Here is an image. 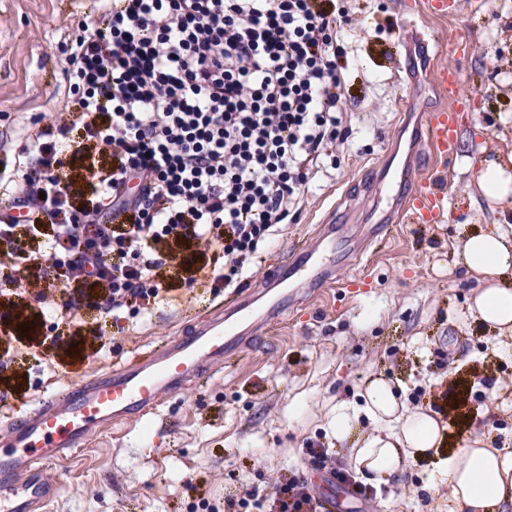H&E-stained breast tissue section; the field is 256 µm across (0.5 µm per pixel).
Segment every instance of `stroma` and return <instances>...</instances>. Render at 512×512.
<instances>
[{
    "label": "stroma",
    "mask_w": 512,
    "mask_h": 512,
    "mask_svg": "<svg viewBox=\"0 0 512 512\" xmlns=\"http://www.w3.org/2000/svg\"><path fill=\"white\" fill-rule=\"evenodd\" d=\"M454 14L422 0H342L353 18L343 33L349 92L344 122L351 135L333 153L330 176L315 182L291 224L276 226L248 261L235 287H214L197 275L149 311L119 310L61 325L62 344L49 331L60 292L25 296L36 331L16 333L7 314L13 294L0 291V416L36 406L113 363L194 329L242 291L261 290L271 269L307 244L322 224L349 225L361 236L375 223L373 180L384 168L411 163L415 176L448 194L438 224H394L373 241L369 270L349 284L345 262L307 304L268 324L254 344L228 358L224 373L205 377L166 400L160 410L88 438L64 464L65 485L48 512H207L251 489H270L291 470L303 471L335 512H458L447 489L425 486L426 463L361 501L312 470L305 450L330 449L345 467L328 423L336 403L360 402L367 381L382 375L402 388L408 408H423L448 425L456 448L471 433L512 449V354L504 340L470 317L478 287L460 263L462 240L473 230L512 225V206L485 198L477 169L462 166L478 153L512 154V0H455ZM98 25L97 0H0V138L60 120L67 99L70 42ZM420 34L428 63L444 64L439 45L470 47L456 64L465 101L456 114L453 156L418 144L424 113L441 95L416 69V82L396 80L405 40Z\"/></svg>",
    "instance_id": "obj_1"
}]
</instances>
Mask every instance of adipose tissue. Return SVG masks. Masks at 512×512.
Masks as SVG:
<instances>
[{
  "mask_svg": "<svg viewBox=\"0 0 512 512\" xmlns=\"http://www.w3.org/2000/svg\"><path fill=\"white\" fill-rule=\"evenodd\" d=\"M461 263L480 281L469 304L471 315L511 336L512 231L470 234ZM365 419L373 432L363 431ZM329 428L337 443H350L348 465L368 484L389 483L411 462L426 460L431 464L428 485L447 486L461 512H512V450L486 447L476 434L464 446L448 448L444 422L400 403L384 376L371 378L363 403H337Z\"/></svg>",
  "mask_w": 512,
  "mask_h": 512,
  "instance_id": "ef3b65f1",
  "label": "adipose tissue"
}]
</instances>
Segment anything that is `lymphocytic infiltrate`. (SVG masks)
<instances>
[{
  "label": "lymphocytic infiltrate",
  "instance_id": "f902f5d3",
  "mask_svg": "<svg viewBox=\"0 0 512 512\" xmlns=\"http://www.w3.org/2000/svg\"><path fill=\"white\" fill-rule=\"evenodd\" d=\"M340 0H99L98 27L72 41L67 72L83 133L29 130L0 170V281L45 267L61 315L147 310L202 258L214 287L287 223L350 130ZM87 166L98 204L77 207L64 158ZM44 240L29 252L18 236ZM224 244L207 259L209 242ZM255 512H320L306 478L248 495Z\"/></svg>",
  "mask_w": 512,
  "mask_h": 512
}]
</instances>
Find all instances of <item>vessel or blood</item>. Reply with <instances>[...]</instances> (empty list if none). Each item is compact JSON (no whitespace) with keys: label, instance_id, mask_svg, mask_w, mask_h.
Instances as JSON below:
<instances>
[{"label":"vessel or blood","instance_id":"1","mask_svg":"<svg viewBox=\"0 0 512 512\" xmlns=\"http://www.w3.org/2000/svg\"><path fill=\"white\" fill-rule=\"evenodd\" d=\"M429 73L443 103L428 112L423 143L447 156L455 149V115L464 100L461 77L449 65L431 67ZM447 207V195L434 182L415 181L408 190L392 195L378 223L368 226L365 243H355L345 225H320L311 244L268 274L269 287H282L283 292L265 309H256L254 295H245L147 355L113 365L63 395L42 400L36 408L1 418L0 512H44L62 488L60 481L48 480L46 465L64 463L92 433L152 414L201 376L223 372L225 359L245 349L260 329L285 310L303 305L333 280L327 258L336 250L345 249L349 260H358L367 250V240L393 223L396 214L414 224H436Z\"/></svg>","mask_w":512,"mask_h":512}]
</instances>
